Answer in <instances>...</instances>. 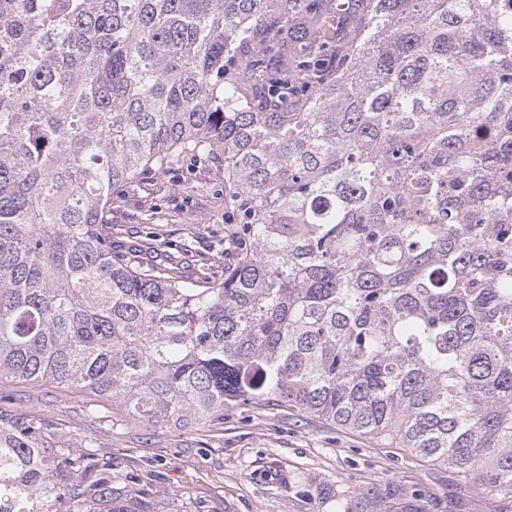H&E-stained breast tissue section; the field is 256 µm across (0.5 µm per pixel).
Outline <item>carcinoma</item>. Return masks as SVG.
I'll list each match as a JSON object with an SVG mask.
<instances>
[{"mask_svg": "<svg viewBox=\"0 0 512 512\" xmlns=\"http://www.w3.org/2000/svg\"><path fill=\"white\" fill-rule=\"evenodd\" d=\"M0 0V380L148 428L291 409L512 497V0ZM224 166V281L112 247ZM0 414V512H157Z\"/></svg>", "mask_w": 512, "mask_h": 512, "instance_id": "obj_1", "label": "carcinoma"}]
</instances>
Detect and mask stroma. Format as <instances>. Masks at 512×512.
Instances as JSON below:
<instances>
[{"mask_svg":"<svg viewBox=\"0 0 512 512\" xmlns=\"http://www.w3.org/2000/svg\"><path fill=\"white\" fill-rule=\"evenodd\" d=\"M110 218L112 243L131 260L172 262L216 283L235 261L224 245L236 214L210 161L181 159L115 186ZM0 411L33 413L74 444L92 440L98 462L163 512H380L386 500L401 512H512V498L276 401L225 407L214 424L153 429L111 403L5 379Z\"/></svg>","mask_w":512,"mask_h":512,"instance_id":"obj_1","label":"stroma"}]
</instances>
